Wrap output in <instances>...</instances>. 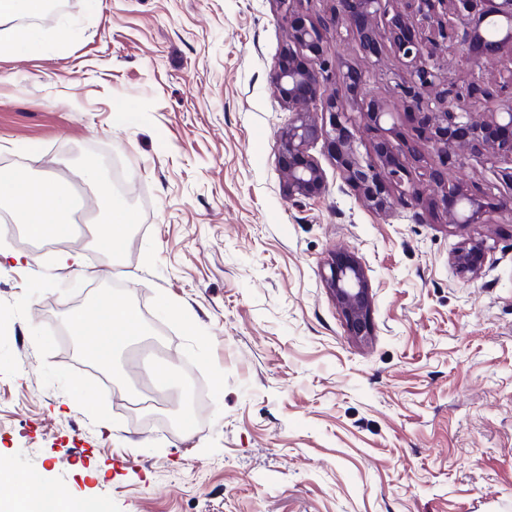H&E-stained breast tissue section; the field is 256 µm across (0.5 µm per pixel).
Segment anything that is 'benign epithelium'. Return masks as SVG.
<instances>
[{
    "label": "benign epithelium",
    "instance_id": "obj_1",
    "mask_svg": "<svg viewBox=\"0 0 512 512\" xmlns=\"http://www.w3.org/2000/svg\"><path fill=\"white\" fill-rule=\"evenodd\" d=\"M288 28V43L274 65L272 79L282 102L292 112L277 136V149L288 178V197L310 199L326 186L323 168L311 149L323 142L341 178L371 208L391 209L394 199L427 203L448 225L465 230L485 223L491 211L512 216V193L490 197L463 184H448V169L431 166L424 157L422 179L415 181L400 152L381 141L363 153L356 132L358 118L381 134L391 116L383 104L357 100L361 75L339 62L323 59L325 32L343 25L358 40L368 60L388 51L401 64L394 88L414 117L416 127L443 164L451 159L486 156L512 163V65L491 86L477 79L460 84L438 60V52L456 42L467 43L472 62L490 55L512 59V0H334L333 14L312 19L299 8L302 0H274ZM336 84V92L329 90ZM437 192L423 197L419 183ZM490 250L483 237L471 233L451 256L461 275L481 274ZM325 283L345 318L350 334L371 335V289L361 263L337 254L328 262Z\"/></svg>",
    "mask_w": 512,
    "mask_h": 512
}]
</instances>
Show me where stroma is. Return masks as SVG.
<instances>
[{"instance_id": "1", "label": "stroma", "mask_w": 512, "mask_h": 512, "mask_svg": "<svg viewBox=\"0 0 512 512\" xmlns=\"http://www.w3.org/2000/svg\"><path fill=\"white\" fill-rule=\"evenodd\" d=\"M36 49L0 52V161L72 180L89 154L133 222L106 257L96 195L74 188L77 226L42 249L0 230V466L41 471L106 512H502L512 508V218L477 225L478 277L450 258L465 235L422 207L379 213L339 176L288 196L271 80L287 39L274 0H62ZM68 29L65 41L57 33ZM327 58L362 74L415 140L404 104L354 38ZM448 180L500 194L483 160ZM79 255L78 282L56 265ZM338 252L370 282L374 332L350 335L324 275ZM116 281L148 341L109 380L72 348L67 312ZM167 298L186 314L160 313ZM160 358L204 401L154 386ZM80 380L84 401L67 385ZM192 432H184L180 413Z\"/></svg>"}]
</instances>
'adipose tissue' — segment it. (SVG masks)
<instances>
[{
	"label": "adipose tissue",
	"instance_id": "adipose-tissue-1",
	"mask_svg": "<svg viewBox=\"0 0 512 512\" xmlns=\"http://www.w3.org/2000/svg\"><path fill=\"white\" fill-rule=\"evenodd\" d=\"M82 177L99 187L97 207L104 217L100 244L104 250L117 253L129 233V213L113 205L112 194L101 187V176L96 169L85 168ZM2 204L9 207L14 222L33 242L60 241L70 233L71 197L53 182L33 179L21 170L1 169ZM69 326L82 342L85 355L101 365L111 364L114 354L122 352L144 333L138 310L118 297L73 309ZM0 492L11 499L14 512H78L80 508L66 486L47 482L37 472L20 476L1 472Z\"/></svg>",
	"mask_w": 512,
	"mask_h": 512
}]
</instances>
